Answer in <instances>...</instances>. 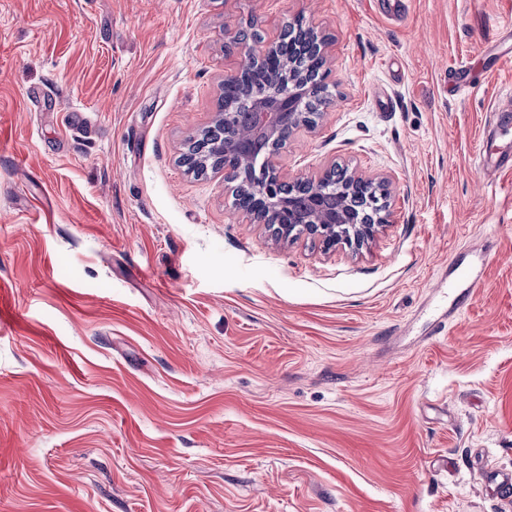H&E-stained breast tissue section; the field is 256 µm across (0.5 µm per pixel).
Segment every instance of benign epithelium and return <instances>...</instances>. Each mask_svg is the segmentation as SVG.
Returning <instances> with one entry per match:
<instances>
[{"label": "benign epithelium", "mask_w": 512, "mask_h": 512, "mask_svg": "<svg viewBox=\"0 0 512 512\" xmlns=\"http://www.w3.org/2000/svg\"><path fill=\"white\" fill-rule=\"evenodd\" d=\"M301 24L300 16L286 22L278 40L261 51L244 30L224 29V43L238 50L244 65L224 77L222 93L240 88L249 94V109L239 116L222 101L212 125L227 126L238 116L248 132L226 133L209 144L208 163L197 174L224 171V179L237 183L235 209L266 226L277 244L305 236L326 251L342 246L360 251L389 223L390 182L349 168L341 174L335 164L290 180L278 164L280 150L295 133L317 127L322 112L307 111L305 103L313 98L314 85L327 87L326 37L312 26L302 29L300 51L282 72L280 48Z\"/></svg>", "instance_id": "obj_1"}]
</instances>
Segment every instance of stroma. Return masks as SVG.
Returning a JSON list of instances; mask_svg holds the SVG:
<instances>
[{"instance_id":"stroma-1","label":"stroma","mask_w":512,"mask_h":512,"mask_svg":"<svg viewBox=\"0 0 512 512\" xmlns=\"http://www.w3.org/2000/svg\"><path fill=\"white\" fill-rule=\"evenodd\" d=\"M376 2L0 0V512H512V0ZM299 15L333 102L278 161L390 181L358 254L179 162L225 27ZM482 168L488 172H502L512 169V151L494 152L488 138H482L478 150Z\"/></svg>"}]
</instances>
